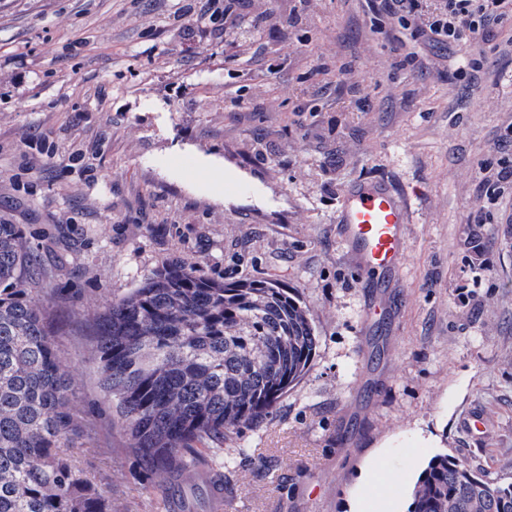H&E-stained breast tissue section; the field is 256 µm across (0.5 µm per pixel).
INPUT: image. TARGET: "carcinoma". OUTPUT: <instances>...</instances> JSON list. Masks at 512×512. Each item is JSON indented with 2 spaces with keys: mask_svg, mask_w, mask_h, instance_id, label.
I'll return each instance as SVG.
<instances>
[{
  "mask_svg": "<svg viewBox=\"0 0 512 512\" xmlns=\"http://www.w3.org/2000/svg\"><path fill=\"white\" fill-rule=\"evenodd\" d=\"M37 266L21 224L0 222V512H112L64 451L77 428ZM101 386L147 473L191 474L197 445H224L269 414L317 339L274 283L224 284L166 262L94 322ZM406 512H512V480L446 453L417 476Z\"/></svg>",
  "mask_w": 512,
  "mask_h": 512,
  "instance_id": "1",
  "label": "carcinoma"
}]
</instances>
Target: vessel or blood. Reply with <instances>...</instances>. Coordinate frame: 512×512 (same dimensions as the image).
<instances>
[{"instance_id": "obj_1", "label": "vessel or blood", "mask_w": 512, "mask_h": 512, "mask_svg": "<svg viewBox=\"0 0 512 512\" xmlns=\"http://www.w3.org/2000/svg\"><path fill=\"white\" fill-rule=\"evenodd\" d=\"M337 222L361 280L375 284L400 267L410 213L392 189L379 182L358 186L343 196Z\"/></svg>"}]
</instances>
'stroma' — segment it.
I'll list each match as a JSON object with an SVG mask.
<instances>
[{"label": "stroma", "mask_w": 512, "mask_h": 512, "mask_svg": "<svg viewBox=\"0 0 512 512\" xmlns=\"http://www.w3.org/2000/svg\"><path fill=\"white\" fill-rule=\"evenodd\" d=\"M0 0V221L47 274L78 435L69 454L112 512H215L208 471L142 473L100 386L91 327L169 259L266 280L307 307L306 373L272 414L203 456L230 458L224 512H350L447 452L512 478V51L501 41L404 64L366 0H309L302 24L225 40L206 0ZM483 61L469 89L467 60ZM316 74L321 92H304ZM77 154L79 164L63 161ZM251 183L224 194V178ZM381 179L410 203L408 251L380 307L336 224L344 193ZM489 241L466 238L474 211ZM487 419L469 431L472 415Z\"/></svg>", "instance_id": "obj_1"}]
</instances>
